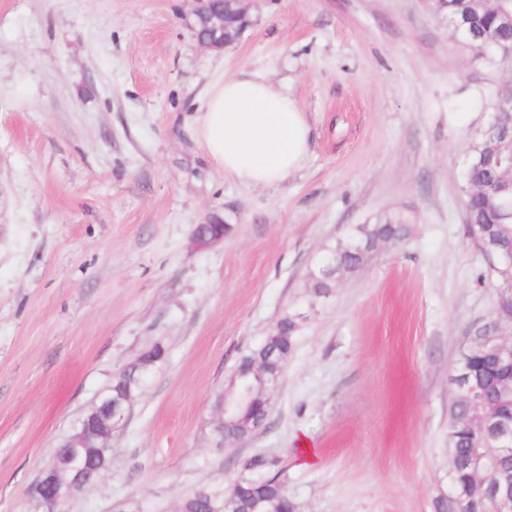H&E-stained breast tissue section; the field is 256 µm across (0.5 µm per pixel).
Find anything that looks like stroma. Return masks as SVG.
I'll return each mask as SVG.
<instances>
[{
  "mask_svg": "<svg viewBox=\"0 0 512 512\" xmlns=\"http://www.w3.org/2000/svg\"><path fill=\"white\" fill-rule=\"evenodd\" d=\"M195 7L0 0V512H33L58 441L153 344L167 360L111 470L64 512H181L271 476L295 512H435L452 368L497 298L462 167L512 69L455 40L437 0H250L220 51ZM244 71L310 124L277 186L224 176L196 137L209 87ZM388 217L408 238L312 296L326 245ZM288 313L265 424L215 448L230 370Z\"/></svg>",
  "mask_w": 512,
  "mask_h": 512,
  "instance_id": "35a3bbf8",
  "label": "stroma"
}]
</instances>
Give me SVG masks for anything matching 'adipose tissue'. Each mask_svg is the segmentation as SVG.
<instances>
[{"label": "adipose tissue", "mask_w": 512, "mask_h": 512, "mask_svg": "<svg viewBox=\"0 0 512 512\" xmlns=\"http://www.w3.org/2000/svg\"><path fill=\"white\" fill-rule=\"evenodd\" d=\"M213 164L241 184L269 187L298 169L309 125L287 93L259 73L216 83L196 128Z\"/></svg>", "instance_id": "1"}]
</instances>
